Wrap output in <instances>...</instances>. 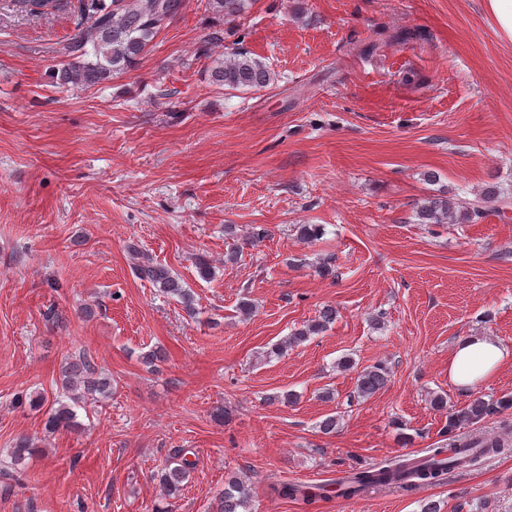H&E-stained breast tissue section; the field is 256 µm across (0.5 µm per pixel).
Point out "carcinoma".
Here are the masks:
<instances>
[{"instance_id":"1","label":"carcinoma","mask_w":512,"mask_h":512,"mask_svg":"<svg viewBox=\"0 0 512 512\" xmlns=\"http://www.w3.org/2000/svg\"><path fill=\"white\" fill-rule=\"evenodd\" d=\"M248 2L206 0L205 8L231 20L244 13ZM12 5L17 12L42 17L58 12L61 0H12ZM184 7L185 0H111L109 4L105 0H78V4L73 6L77 16L76 33L62 45L61 54L65 60L54 70L55 84L69 91L108 83L115 74L133 67L165 24L179 15ZM211 77L217 85L232 90L264 88L273 79L270 69L246 52L235 53L223 61L212 70ZM493 201L495 197L490 192L482 201L463 206L464 218L473 222L484 219L487 215L486 204ZM416 216L421 224H450L457 218V205L443 197L428 198L419 206ZM134 270L139 279L150 282L164 295L176 298L183 306L191 308L190 291L168 268L141 256ZM335 319L334 309H324L317 322L296 330L275 345L272 353L277 356L284 354L289 345L322 332ZM388 376V368L382 364L362 369L356 379L357 395L362 398L373 395L386 385ZM61 388L68 401L58 397L53 399L46 420V429L51 432L76 426L75 408L85 402L88 395L110 394L112 378L98 374L94 359L84 351L66 366ZM504 406H512V400L494 401L482 395L475 396L464 408L448 413V430L453 432L478 423ZM511 444L507 433L494 439H457L452 446L430 448L426 455L419 458L400 460L389 466L355 469L337 483V492L342 497H354L379 487L412 488L435 483L448 471L470 467L480 458L498 454ZM33 452L35 446L32 439L19 436L10 453L11 463L19 466ZM191 469V461L177 455L158 470L156 477L166 498L182 496ZM277 492L284 498H301L311 502L323 497L326 489L323 485L284 484ZM249 500L248 489L231 476L224 484L218 512H247Z\"/></svg>"}]
</instances>
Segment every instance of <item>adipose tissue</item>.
I'll return each instance as SVG.
<instances>
[{
	"mask_svg": "<svg viewBox=\"0 0 512 512\" xmlns=\"http://www.w3.org/2000/svg\"><path fill=\"white\" fill-rule=\"evenodd\" d=\"M510 358L512 351L491 337L465 336L452 351L448 361V376L453 384L469 388Z\"/></svg>",
	"mask_w": 512,
	"mask_h": 512,
	"instance_id": "obj_1",
	"label": "adipose tissue"
}]
</instances>
